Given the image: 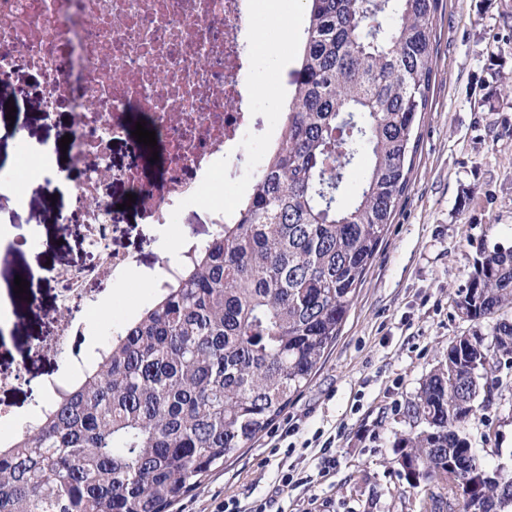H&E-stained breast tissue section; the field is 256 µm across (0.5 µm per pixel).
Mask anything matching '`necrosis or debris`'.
<instances>
[{"instance_id":"4bbe7bcc","label":"necrosis or debris","mask_w":512,"mask_h":512,"mask_svg":"<svg viewBox=\"0 0 512 512\" xmlns=\"http://www.w3.org/2000/svg\"><path fill=\"white\" fill-rule=\"evenodd\" d=\"M261 0H0V86L20 71L40 73L44 107L73 117L75 156L83 177L77 209L97 253L88 267L63 268L64 311L54 351L70 350L68 381L88 366L77 345L85 316L98 307L89 284H115L132 266L109 244L111 203L102 181L137 194L145 223L168 224L185 207L210 204V222H230L211 187L225 161L243 164L249 179L263 171L284 132L257 137L246 75L254 67L252 26ZM93 19L86 27L85 19ZM147 113L163 155L161 173L147 181L134 166L114 167L110 148L126 134L132 112Z\"/></svg>"}]
</instances>
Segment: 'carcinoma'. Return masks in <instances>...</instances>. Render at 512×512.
<instances>
[{"instance_id":"obj_1","label":"carcinoma","mask_w":512,"mask_h":512,"mask_svg":"<svg viewBox=\"0 0 512 512\" xmlns=\"http://www.w3.org/2000/svg\"><path fill=\"white\" fill-rule=\"evenodd\" d=\"M440 0H306L284 137L232 222L52 397L0 453V512H169L249 448L308 385L384 241L418 151ZM393 15L384 34L367 13ZM362 185L342 195L346 168ZM459 336L407 406L396 438L432 512H512V471L465 436L488 381L512 363V247L480 250Z\"/></svg>"}]
</instances>
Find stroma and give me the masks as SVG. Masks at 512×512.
I'll return each instance as SVG.
<instances>
[{"mask_svg": "<svg viewBox=\"0 0 512 512\" xmlns=\"http://www.w3.org/2000/svg\"><path fill=\"white\" fill-rule=\"evenodd\" d=\"M275 6L291 29L265 30L266 40L282 43L281 59L255 58L256 68L270 76L252 114L253 127L262 133L279 125L286 110L279 93L292 86L306 18L297 0H275ZM434 34L432 87L408 197L388 226L340 336L284 418L170 512H221L225 499L247 503L273 494L280 470L320 468L325 440L336 450L335 467L316 487L283 494L286 512H423L429 493L409 489L393 441L410 430L407 405L449 342L474 329L458 314L455 300L479 247L512 246V95L502 92L503 85L512 86V0H441ZM24 88L22 97L0 88V170L11 165L19 143L43 142L60 177L32 183L26 208L0 194L6 230L0 288L10 316L7 334H0V374L14 378L0 387V408L18 419L36 415L48 381L65 370L61 359L41 351L62 316L55 273L95 259L85 226L69 221L76 207L67 185L80 181L82 168L74 151L59 146L71 131L68 112L43 110L39 76L28 75ZM126 194L120 184L103 192L114 205L112 246L132 258L134 274L124 287L100 291L109 307L103 319L89 322L84 347L90 351L107 329L152 300L148 275L161 268L173 237L203 243L213 233L206 203L181 210L175 223L147 224L138 206H126ZM28 272L35 281L25 293H15V277ZM495 377L496 403L478 409L465 433L487 470H512V363L501 365ZM291 418L303 431L292 438L294 453L284 455L274 446Z\"/></svg>", "mask_w": 512, "mask_h": 512, "instance_id": "stroma-1", "label": "stroma"}]
</instances>
